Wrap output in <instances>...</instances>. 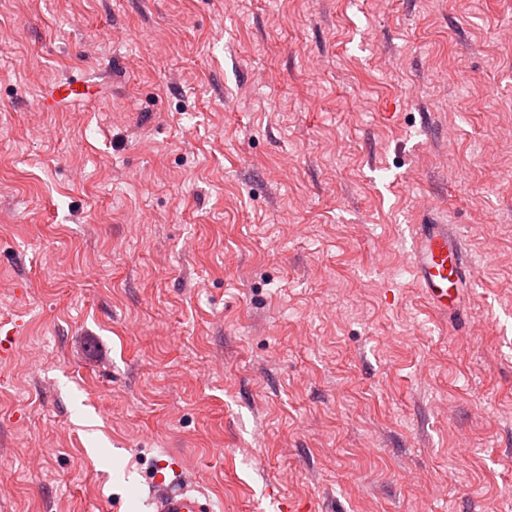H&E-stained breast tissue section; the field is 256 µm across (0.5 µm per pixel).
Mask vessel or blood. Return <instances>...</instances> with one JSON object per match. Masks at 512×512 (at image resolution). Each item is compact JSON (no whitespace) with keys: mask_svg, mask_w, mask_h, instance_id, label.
Segmentation results:
<instances>
[{"mask_svg":"<svg viewBox=\"0 0 512 512\" xmlns=\"http://www.w3.org/2000/svg\"><path fill=\"white\" fill-rule=\"evenodd\" d=\"M409 257L432 310L443 317L457 314V292L469 260L449 226L418 225ZM153 485L151 512H210L209 499L194 489L172 485L162 475L154 477Z\"/></svg>","mask_w":512,"mask_h":512,"instance_id":"obj_1","label":"vessel or blood"}]
</instances>
